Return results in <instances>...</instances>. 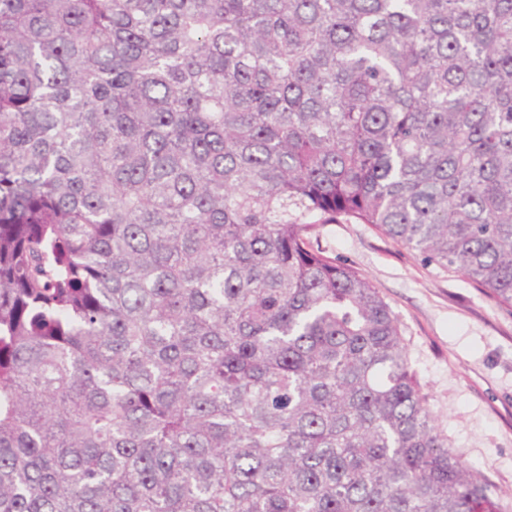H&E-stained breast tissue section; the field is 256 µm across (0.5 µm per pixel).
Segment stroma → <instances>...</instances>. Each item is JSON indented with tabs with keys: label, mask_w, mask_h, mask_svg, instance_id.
Listing matches in <instances>:
<instances>
[{
	"label": "stroma",
	"mask_w": 512,
	"mask_h": 512,
	"mask_svg": "<svg viewBox=\"0 0 512 512\" xmlns=\"http://www.w3.org/2000/svg\"><path fill=\"white\" fill-rule=\"evenodd\" d=\"M316 243L389 304L449 448L486 481L498 512H512V308L370 224L323 225Z\"/></svg>",
	"instance_id": "1"
}]
</instances>
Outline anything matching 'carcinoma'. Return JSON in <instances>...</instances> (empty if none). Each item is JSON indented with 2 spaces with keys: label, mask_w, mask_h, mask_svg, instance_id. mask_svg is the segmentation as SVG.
<instances>
[{
  "label": "carcinoma",
  "mask_w": 512,
  "mask_h": 512,
  "mask_svg": "<svg viewBox=\"0 0 512 512\" xmlns=\"http://www.w3.org/2000/svg\"><path fill=\"white\" fill-rule=\"evenodd\" d=\"M340 218L512 307V0H0V512H497Z\"/></svg>",
  "instance_id": "1"
}]
</instances>
